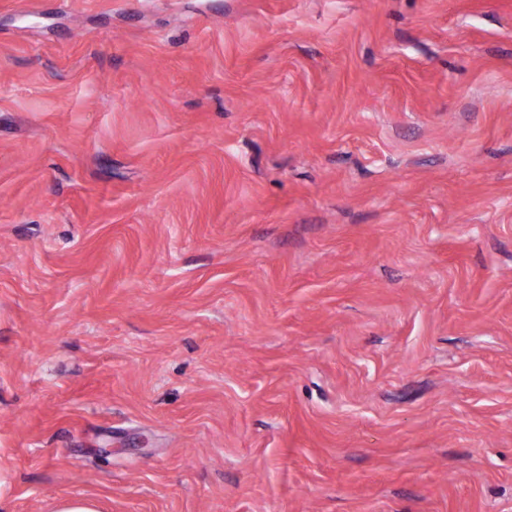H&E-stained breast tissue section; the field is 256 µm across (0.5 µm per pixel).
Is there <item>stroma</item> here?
I'll return each mask as SVG.
<instances>
[{
	"label": "stroma",
	"instance_id": "obj_1",
	"mask_svg": "<svg viewBox=\"0 0 512 512\" xmlns=\"http://www.w3.org/2000/svg\"><path fill=\"white\" fill-rule=\"evenodd\" d=\"M512 512V0H0V512Z\"/></svg>",
	"mask_w": 512,
	"mask_h": 512
}]
</instances>
